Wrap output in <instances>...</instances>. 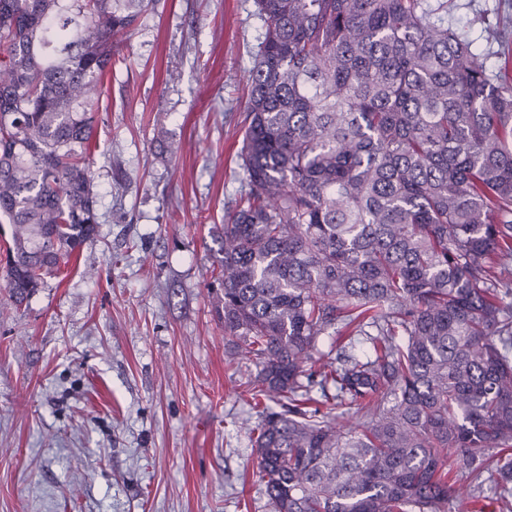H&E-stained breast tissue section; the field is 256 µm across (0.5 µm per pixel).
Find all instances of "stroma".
<instances>
[{"instance_id":"obj_1","label":"stroma","mask_w":512,"mask_h":512,"mask_svg":"<svg viewBox=\"0 0 512 512\" xmlns=\"http://www.w3.org/2000/svg\"><path fill=\"white\" fill-rule=\"evenodd\" d=\"M510 9L431 19L492 70ZM263 31L253 0H159L106 77L96 235L21 308L0 277V512H268L211 288Z\"/></svg>"}]
</instances>
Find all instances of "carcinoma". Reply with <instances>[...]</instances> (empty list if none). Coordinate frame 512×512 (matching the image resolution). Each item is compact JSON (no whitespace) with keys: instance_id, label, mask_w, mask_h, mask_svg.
<instances>
[{"instance_id":"carcinoma-1","label":"carcinoma","mask_w":512,"mask_h":512,"mask_svg":"<svg viewBox=\"0 0 512 512\" xmlns=\"http://www.w3.org/2000/svg\"><path fill=\"white\" fill-rule=\"evenodd\" d=\"M254 4L246 191L214 314L227 355L256 368L269 512H447L451 452L512 512V33L493 32L489 74L427 0ZM156 5L0 0V223L19 304L97 231V87ZM324 335L368 352L319 367ZM353 408L367 422L337 425Z\"/></svg>"}]
</instances>
